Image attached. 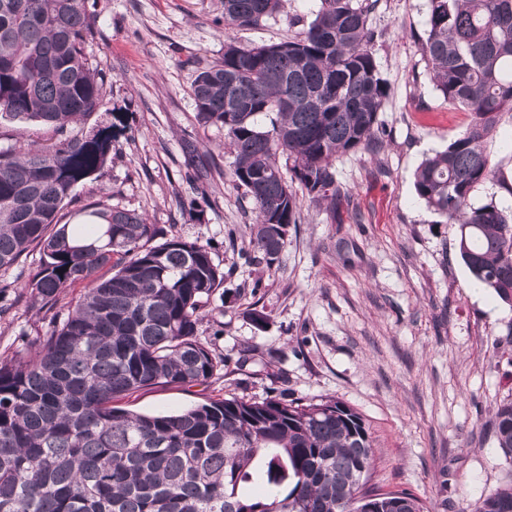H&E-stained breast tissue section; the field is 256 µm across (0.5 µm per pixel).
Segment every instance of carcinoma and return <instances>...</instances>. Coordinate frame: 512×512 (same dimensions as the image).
Masks as SVG:
<instances>
[{
    "label": "carcinoma",
    "instance_id": "obj_1",
    "mask_svg": "<svg viewBox=\"0 0 512 512\" xmlns=\"http://www.w3.org/2000/svg\"><path fill=\"white\" fill-rule=\"evenodd\" d=\"M376 2L320 0L295 36L226 42L198 70L197 118L224 128L235 186L254 205L253 261L276 260L300 221V196L336 205V156L384 142L379 113L391 88L373 52ZM427 2L422 59L471 121L419 166L415 190L458 225L473 277L512 307V211L470 204L497 179L488 143L512 112V0ZM279 7L224 0V24L258 28ZM96 34L86 0H0V118L57 135L0 151V269L39 249L24 291L47 313L63 288L85 283L63 322L28 340L26 353L0 356V512H364L376 452L363 416L341 401L231 397L153 416L118 405L143 389L223 376L226 359L200 342L198 326L224 270L209 247L174 237L154 245L159 229L103 202L80 223H58L126 131L85 129L104 101V76L85 57ZM493 430L512 455V399L496 405ZM474 512H512V486Z\"/></svg>",
    "mask_w": 512,
    "mask_h": 512
}]
</instances>
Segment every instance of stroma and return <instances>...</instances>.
Segmentation results:
<instances>
[{"label": "stroma", "mask_w": 512, "mask_h": 512, "mask_svg": "<svg viewBox=\"0 0 512 512\" xmlns=\"http://www.w3.org/2000/svg\"><path fill=\"white\" fill-rule=\"evenodd\" d=\"M98 34L86 48L106 76V104L92 123L121 115V136L104 168L79 184L60 212L72 222L102 196L161 228L165 238L213 245L224 283L205 306L199 339L224 355L227 375L204 385L144 389L128 401L147 415L211 399H263L283 390L301 401L333 398L365 419L376 448L372 484L406 490L429 512H473L512 484V457L491 422L512 397V307L474 296L454 225L438 223L414 175L467 125L444 100L419 52L426 0H378L369 23L375 57L391 87L380 121L389 137L378 153L337 158L344 194L336 204L301 202L300 223L271 266L237 255L255 219L233 182L235 157L224 130L201 125L192 84L224 44L276 43L307 28L320 0H281L264 26L224 24L223 0H88ZM198 150L203 177L185 178L183 148ZM498 180L481 184L478 207L512 210V112L489 144ZM38 251L0 270L16 301L0 316V355L45 333L49 319L20 296L18 272L33 274ZM263 322H256L254 313Z\"/></svg>", "instance_id": "obj_1"}]
</instances>
